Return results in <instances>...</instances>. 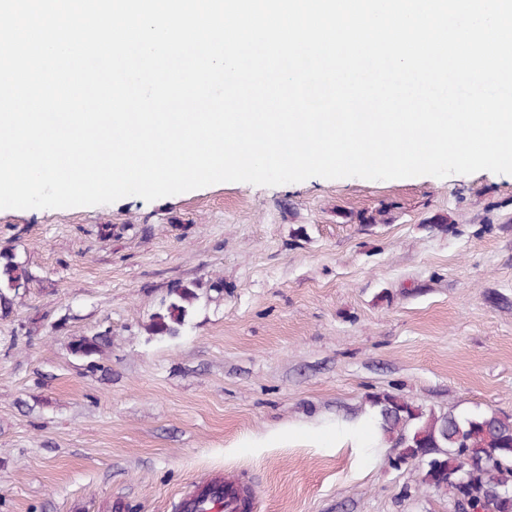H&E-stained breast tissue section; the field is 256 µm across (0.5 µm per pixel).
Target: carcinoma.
I'll return each instance as SVG.
<instances>
[{"mask_svg":"<svg viewBox=\"0 0 512 512\" xmlns=\"http://www.w3.org/2000/svg\"><path fill=\"white\" fill-rule=\"evenodd\" d=\"M30 280L15 255L0 252V311L9 310L12 296ZM198 299L196 284L174 285L168 302L151 317L148 335H179ZM110 344L105 331L73 340L70 350L93 367ZM370 409L392 466L416 463L420 485L448 495L461 512H512V414L425 411L390 393L374 395Z\"/></svg>","mask_w":512,"mask_h":512,"instance_id":"carcinoma-1","label":"carcinoma"}]
</instances>
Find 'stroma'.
Instances as JSON below:
<instances>
[{"mask_svg":"<svg viewBox=\"0 0 512 512\" xmlns=\"http://www.w3.org/2000/svg\"><path fill=\"white\" fill-rule=\"evenodd\" d=\"M1 250L31 281L0 316V512H174L214 471L255 512H450L374 448L369 397L512 413L509 174L0 209ZM179 282L200 299L151 338ZM105 329L95 370L70 344Z\"/></svg>","mask_w":512,"mask_h":512,"instance_id":"obj_1","label":"stroma"}]
</instances>
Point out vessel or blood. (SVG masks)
Segmentation results:
<instances>
[{"label": "vessel or blood", "mask_w": 512, "mask_h": 512, "mask_svg": "<svg viewBox=\"0 0 512 512\" xmlns=\"http://www.w3.org/2000/svg\"><path fill=\"white\" fill-rule=\"evenodd\" d=\"M256 491L238 479L212 475L197 483L176 504V512H253Z\"/></svg>", "instance_id": "b4317fda"}]
</instances>
